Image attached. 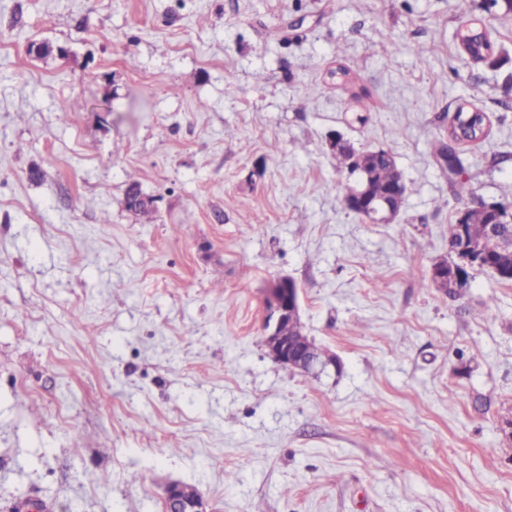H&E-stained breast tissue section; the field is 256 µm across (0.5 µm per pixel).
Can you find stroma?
<instances>
[{
    "label": "stroma",
    "mask_w": 512,
    "mask_h": 512,
    "mask_svg": "<svg viewBox=\"0 0 512 512\" xmlns=\"http://www.w3.org/2000/svg\"><path fill=\"white\" fill-rule=\"evenodd\" d=\"M485 4L0 0V512H164L172 480L210 512H512V282L429 278L461 212H512V14ZM462 104L492 126L453 179ZM338 136L393 151V223L346 208ZM281 276L340 374L268 355ZM455 39L474 62H484L493 54L492 43L485 38L477 22L460 25L456 30Z\"/></svg>",
    "instance_id": "stroma-1"
}]
</instances>
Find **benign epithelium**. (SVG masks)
Masks as SVG:
<instances>
[{"label": "benign epithelium", "instance_id": "1", "mask_svg": "<svg viewBox=\"0 0 512 512\" xmlns=\"http://www.w3.org/2000/svg\"><path fill=\"white\" fill-rule=\"evenodd\" d=\"M348 209L369 219L373 224H390L393 222L395 208L386 200H373L365 191L355 190L352 197L345 201ZM488 207L500 214V219L488 225V233L495 238L512 237V215L504 212L495 203ZM450 251L454 252L462 264H448L441 261L433 265L431 279L437 283L451 281L460 283L463 280L464 266H482L487 259L481 247L474 243H466L464 237H456L448 241ZM267 310L266 334L263 344L270 357L280 365H287L302 374H321L330 370L341 369L336 355L325 351L315 355L313 349L303 336L288 331L295 324L299 314V298L296 285L287 278L275 280L267 289L264 298ZM164 512H207L205 503L200 496L189 498L182 492L178 483L170 484L165 491Z\"/></svg>", "mask_w": 512, "mask_h": 512}]
</instances>
